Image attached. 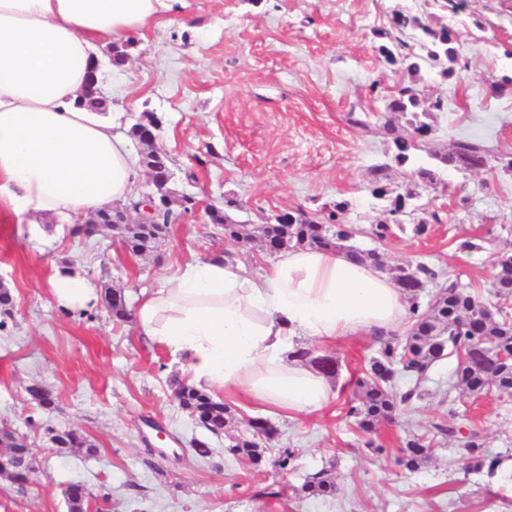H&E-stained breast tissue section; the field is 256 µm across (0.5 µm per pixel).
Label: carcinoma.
Here are the masks:
<instances>
[{
	"label": "carcinoma",
	"instance_id": "carcinoma-1",
	"mask_svg": "<svg viewBox=\"0 0 512 512\" xmlns=\"http://www.w3.org/2000/svg\"><path fill=\"white\" fill-rule=\"evenodd\" d=\"M392 28L402 34L407 30L419 33L424 42L426 54L403 53L406 43L396 39V48L379 46L386 62L407 73L403 81L390 96L386 110L387 117L382 121L371 122L351 111L347 122L370 137L382 138L394 148L392 162L398 167L408 165L415 153L424 152L431 159L444 165L463 170L482 169L496 162L500 170L512 173V151L496 152L482 140L460 139L452 144L450 151L441 153L431 146L430 135L433 131L429 120L433 112L444 109L445 100L437 97L427 100L420 89L419 74L423 67L435 64L440 67V77L446 79L454 74L452 64L457 62L458 51L455 33L443 25L433 26L418 15L397 11L391 19ZM158 122V118L146 112L142 121L133 125L128 134L143 146L140 162L146 170L168 164V158L160 157L145 139V129ZM392 165V166H394ZM392 166L377 165L371 169L372 195L387 199L389 204L384 210V220L373 225L371 236L384 241L392 234V227L398 225L394 215L411 216L409 200L413 193L401 194L390 187ZM343 204L324 205L316 212H307L301 208L288 212L283 219L272 224H260L256 233L265 242L286 243V250L298 248H320L344 251L352 257L372 260L379 254L365 253L349 244L356 229L338 222V213ZM211 224L224 229V238L241 246L250 244L254 237L241 236L239 223L230 218L225 211L208 214ZM121 241L124 250L141 257L153 251L158 240L145 235H123ZM389 274L409 296L411 325L404 340L392 337H378L380 348L378 356L372 358L365 376L357 379L358 397L348 408V415L354 418L361 430L367 434L376 431V426L391 420L402 408L415 399L423 398L420 384L429 367L449 355L458 356L454 369L456 383L461 394L468 397L484 392H495L504 400L512 398V365L499 363L495 356L500 351L512 350V319L504 310L482 300L478 291L467 290L458 282L441 283L434 297L425 305L419 302L420 289L438 278V274L422 262L408 263L389 269ZM492 287L501 299L512 296V250H503L496 256L493 264ZM104 309L112 321L122 324L130 319L124 290L109 288L102 297ZM297 357L310 362L327 375L336 372V361L330 356H316L309 348L297 350ZM396 377L406 379L411 387L404 393L393 390L391 382ZM27 392L36 405L43 410H52L56 406L55 391L41 383H33ZM175 396L181 408L186 411L200 427L218 436L225 432L231 417L230 407L224 400L196 389L187 382L178 385ZM270 421L263 418H250L238 427L236 433L229 436L225 449L234 455L244 457L258 467L263 462L266 444L272 438L268 432ZM436 433L456 439L459 450L470 460L471 470L495 476L501 467V460L484 452L481 435L470 430L464 437L458 436L453 425L433 426ZM57 447L74 455H90L96 452V446L87 436L76 430L68 429L57 434ZM430 443L424 434L409 437L402 448L398 463L404 469L414 472L429 457ZM34 454L33 444L25 433L0 449V475L18 485L28 483L31 470L27 461ZM338 491L330 471L321 469L312 474L297 489V492L314 496H334ZM69 512H84L89 495L82 484L74 482L65 490Z\"/></svg>",
	"mask_w": 512,
	"mask_h": 512
}]
</instances>
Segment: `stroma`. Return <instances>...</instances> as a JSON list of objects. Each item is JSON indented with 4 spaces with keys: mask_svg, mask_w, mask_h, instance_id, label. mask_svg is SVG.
Segmentation results:
<instances>
[{
    "mask_svg": "<svg viewBox=\"0 0 512 512\" xmlns=\"http://www.w3.org/2000/svg\"><path fill=\"white\" fill-rule=\"evenodd\" d=\"M396 10L434 17L458 35L454 75L426 71L420 81L426 96L448 101L436 115L434 147L476 138L512 150V93L494 90L512 78V0H467L457 13L438 11L433 0H176L130 38L123 66L102 57L115 133L126 135L142 113H155L163 123L156 147L171 160L174 188L202 208L185 214L148 256L133 259L115 232L77 238L62 217L47 215L36 236L0 206V283L15 297L0 328V423L28 432L37 457L25 486L0 478V512H68L64 491L72 482L92 493L93 512H512V402L460 397L454 360L430 367L424 399L381 423L371 449L346 411L355 380L377 354L376 337L309 341L316 354L338 361L321 412L292 415L240 392L223 395L234 420L261 416L278 429L257 468L228 454V437L208 435L180 408L173 389L189 372L164 346L102 311L64 315L49 293L52 267L63 259L95 288L123 289L136 303L184 262L233 248L209 237L203 211L231 198L240 204L234 218L246 224L344 203L340 221L357 229L359 249L378 251L389 267L425 263L441 280L473 284L492 299L493 259L512 249L511 174L443 168L431 188L394 169V185L412 190L415 204L442 221L422 236L409 218L386 241L369 234L387 205L371 193V170L389 162L392 146L349 126L345 115L354 109L381 118L405 77L377 50ZM466 240L471 248H463ZM34 382L54 389V410L31 401ZM452 408L461 431L480 429L485 452L503 457L494 477L469 471L448 439L433 444L418 471L397 465L402 440L447 419ZM59 428L84 433L98 453H54L50 432ZM194 439L208 440L212 456L196 455ZM281 448L295 453L291 471L275 465ZM326 467L336 496L298 494L308 474ZM275 482L292 494L261 497Z\"/></svg>",
    "mask_w": 512,
    "mask_h": 512,
    "instance_id": "35a3bbf8",
    "label": "stroma"
}]
</instances>
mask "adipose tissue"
<instances>
[{"instance_id":"1","label":"adipose tissue","mask_w":512,"mask_h":512,"mask_svg":"<svg viewBox=\"0 0 512 512\" xmlns=\"http://www.w3.org/2000/svg\"><path fill=\"white\" fill-rule=\"evenodd\" d=\"M173 0H0V203L37 223H84L135 198L140 171L113 122L80 106L102 47L141 33ZM50 294L65 313L100 296L68 265ZM408 301L370 262L323 249L288 252L260 277L231 255L178 267L144 295L137 328L184 359L200 388L243 390L254 402L312 415L329 402L325 374L294 352L301 339L404 331Z\"/></svg>"}]
</instances>
